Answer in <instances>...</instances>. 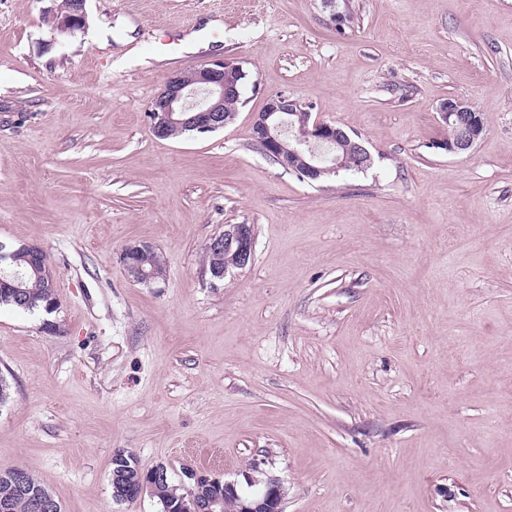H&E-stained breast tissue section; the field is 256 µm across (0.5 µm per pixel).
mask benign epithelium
<instances>
[{"instance_id": "7a95c632", "label": "benign epithelium", "mask_w": 512, "mask_h": 512, "mask_svg": "<svg viewBox=\"0 0 512 512\" xmlns=\"http://www.w3.org/2000/svg\"><path fill=\"white\" fill-rule=\"evenodd\" d=\"M87 0H72L69 11L56 15L54 29L60 34L73 35L85 29L87 24ZM243 67L224 58L211 59L191 70L190 75L176 72L169 75L152 99L148 112L150 125L157 137L164 136L168 129L176 126L199 134L212 133L227 127L224 117V100L239 95ZM439 120L454 121L463 128L462 136L448 145V152L461 153L470 149L484 132L477 111L460 99H448L437 109ZM304 125L305 135L298 143L302 147L283 155L282 139L293 121ZM254 139L263 145L264 151L282 162L301 164L305 177L315 179L326 168L334 170L342 164L338 149L342 145L339 129L301 108L297 98L282 91L271 96L265 107L254 114L252 122ZM211 246L221 253L228 248L236 256L235 267L242 269L253 259L254 237L245 226L233 224L224 233L212 238ZM152 251L147 243H134L121 253V262L126 269L144 274L141 258ZM189 480L186 491L167 508V512H225L226 502L233 501L234 512H282L283 486L277 478H267L261 498H243L238 494V483L217 475L188 468L184 471ZM168 479L167 468L157 465L144 470L133 453L112 455V497L117 502L139 499L144 491L154 489ZM13 491L29 499L32 512H59V504L45 490H34L28 483L25 472L16 469L9 476ZM224 486V493L212 494L201 500L204 489Z\"/></svg>"}]
</instances>
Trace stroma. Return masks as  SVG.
<instances>
[{"label": "stroma", "instance_id": "35a3bbf8", "mask_svg": "<svg viewBox=\"0 0 512 512\" xmlns=\"http://www.w3.org/2000/svg\"><path fill=\"white\" fill-rule=\"evenodd\" d=\"M0 0V244L46 251L56 310L0 307V470L62 512L112 498V455L284 489V512H512V0ZM205 30L208 47L184 52ZM249 73L225 129L162 139L150 102L213 57ZM288 91L371 169L308 182L256 145ZM484 135L441 149L443 101ZM254 227L216 281L204 247ZM147 242L151 284L120 262ZM87 0H73L69 11L56 14L54 29L60 34L73 35L85 29L87 24ZM439 120L443 122H458L463 128L462 136L448 145L449 153H461L470 149L484 132L482 120L477 111L460 99H448L437 109ZM152 251V247L147 243H134L128 245L121 253V262L129 271L136 272L140 277L144 274V269L149 272L150 283L163 277L164 263L158 254H153L150 261L141 263V258Z\"/></svg>", "mask_w": 512, "mask_h": 512}]
</instances>
